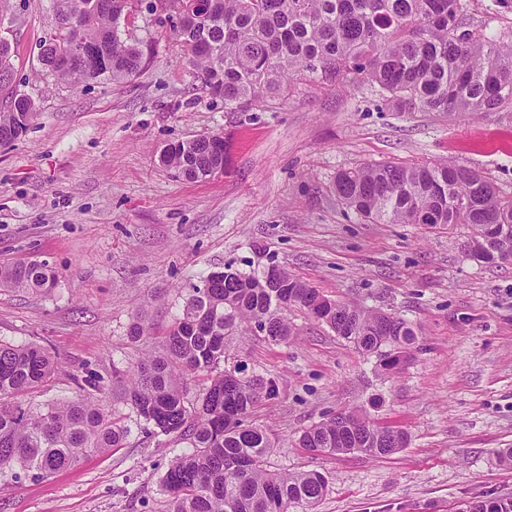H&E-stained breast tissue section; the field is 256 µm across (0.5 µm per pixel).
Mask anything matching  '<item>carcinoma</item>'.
Segmentation results:
<instances>
[{
	"label": "carcinoma",
	"instance_id": "carcinoma-1",
	"mask_svg": "<svg viewBox=\"0 0 512 512\" xmlns=\"http://www.w3.org/2000/svg\"><path fill=\"white\" fill-rule=\"evenodd\" d=\"M130 0H53L54 31L41 61L59 80L78 87L106 78L123 82L142 68L144 50L121 38ZM183 24L171 31L205 88L224 106L243 108L278 90L299 70L355 73L370 80L404 112L512 111V34L485 37L467 28L464 0H160ZM90 53L87 66H62L72 42ZM0 109V144L17 139L34 102ZM163 165L187 180L205 179L224 167V136L201 135L166 145ZM336 194L360 218L379 224H469L476 235L471 258L485 260L483 224L512 226V194L485 176L456 164H363L336 177ZM242 272L229 266L193 289L172 324L162 356L148 355L122 374L138 415L163 434L187 442L162 477L167 512H315L327 478L314 470L268 469L272 447L266 428L248 417L277 395L274 380L245 374V365L220 369L226 338L241 324L260 325L264 337L286 343L295 333L288 310L298 308L394 375L418 336L404 318L354 302L328 304L313 286L284 267ZM44 261L0 265V288L38 291L52 287ZM57 367L54 356L33 345L0 341V469L18 467L48 476L80 462L89 452L120 447L126 431L96 396V379L82 398L51 404L37 413L16 398L43 383ZM204 378L199 406H187L190 381ZM408 435L377 424L363 408H351L302 431L299 446L335 455H391Z\"/></svg>",
	"mask_w": 512,
	"mask_h": 512
}]
</instances>
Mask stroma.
<instances>
[{
	"instance_id": "35a3bbf8",
	"label": "stroma",
	"mask_w": 512,
	"mask_h": 512,
	"mask_svg": "<svg viewBox=\"0 0 512 512\" xmlns=\"http://www.w3.org/2000/svg\"><path fill=\"white\" fill-rule=\"evenodd\" d=\"M487 37L512 31V0H467ZM51 0H0L11 46V93L31 98L26 132L0 144V265L48 262L47 292L0 288V340L37 344L61 364L22 398L36 412L73 401L95 373L127 435L48 477L0 469V512H165L161 478L184 442L160 433L127 401L114 371L165 351L193 288L230 265H278L328 298L413 323L418 348L396 376L299 311L288 343L239 327L225 367L275 380L251 423L268 429V466L328 479L317 512H470L512 499V265L466 251L468 224H372L337 197V174L361 164L475 169L512 192V112L481 117L402 112L357 75L301 72L246 111L211 96L170 34L167 15L137 0L122 36L151 45L142 70L116 83L58 81L40 61ZM220 132L223 173L199 181L162 165L165 145ZM146 327L131 338L134 321ZM368 409L407 432L398 452L314 455L303 430Z\"/></svg>"
}]
</instances>
